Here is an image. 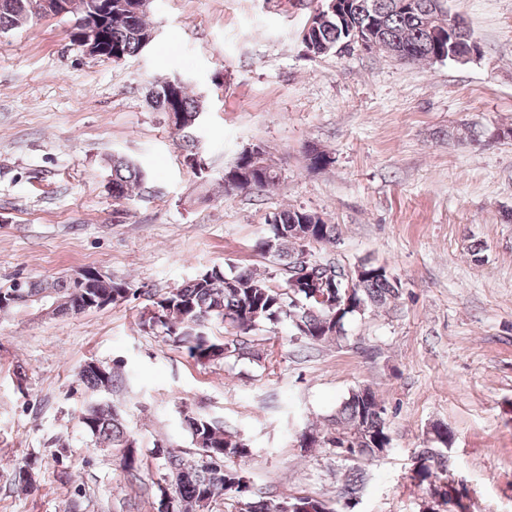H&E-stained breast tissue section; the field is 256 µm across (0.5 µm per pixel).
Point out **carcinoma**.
I'll return each mask as SVG.
<instances>
[{
	"label": "carcinoma",
	"mask_w": 512,
	"mask_h": 512,
	"mask_svg": "<svg viewBox=\"0 0 512 512\" xmlns=\"http://www.w3.org/2000/svg\"><path fill=\"white\" fill-rule=\"evenodd\" d=\"M34 0H0V32L7 33L39 19L33 11ZM66 16L75 22L83 20L94 0H65ZM399 0H342L344 15L337 19L328 11L327 0L312 11L304 28L301 43L306 54L319 57L336 53L349 54L358 49L350 46L352 31H368L373 42L383 46L393 56L407 63H420L438 58L440 46L429 40L422 28V19L435 14L439 0H411L409 11L398 7ZM151 31L148 16L138 10L134 0H112V17L101 27L105 43L112 56L124 59L142 51V41ZM153 109L180 114L172 124L175 134L184 142L183 162L195 174L205 172V159L197 140V112L201 102L191 88L163 81L150 91ZM308 168L322 171L332 164L330 153L316 146L306 150ZM231 166L250 170V177L224 188V196L262 193L279 181L276 168H252L251 160L239 154ZM108 190L112 199L129 201L135 191L149 179L148 171L139 163L124 157L109 159ZM337 225L305 208H286L267 221L264 234L254 248L263 256L273 258L284 271V283L274 282L271 271L231 266H212L196 273L182 284L157 294L132 280L109 279L92 288H78L68 278L51 281L11 282L0 286L3 298L14 293L45 295L46 310L66 316L76 308H85L86 300H95L110 292L116 294L112 303L125 301L129 295L146 296L148 305L140 316V326L157 336L169 337L185 350L196 363L206 365L227 359V349L241 351L239 358L252 355L245 336H252L268 326L287 322L295 334L309 342L346 337L348 321L359 316L357 308L368 310L395 300L400 283L387 272L371 275L347 288V281L332 278L336 265L315 257V249L337 240ZM309 255L308 275L299 288L291 285L292 270L298 257ZM224 325V341L212 335L215 325ZM79 381L92 392V397L78 415L79 426L96 443L118 450L121 469L132 475L143 466L135 436L125 424L121 409L109 405L102 395L123 384L124 376L116 368H100L95 362L85 363ZM183 422L198 458L187 460L183 452L166 443H156L152 456L158 460L174 481L170 504L177 509L169 512H204L210 502L225 495V478L237 483L232 491L238 498L239 512H279L278 506L288 505L291 512H344V507L358 503L364 488L368 468L379 461L378 449L391 448L392 438L385 418L386 409L368 387L351 390L341 401L336 413L323 426L309 425L298 436L299 445L333 447L341 456L347 474L336 498L325 499L306 491L290 492L279 500L254 499L247 494L238 467L251 456L247 441L224 429L220 421L202 414L182 410ZM452 432L446 425L435 428L425 439V446L414 453L412 460L426 461L423 466L411 465L406 474L411 485L425 494L448 482V448Z\"/></svg>",
	"instance_id": "1"
}]
</instances>
